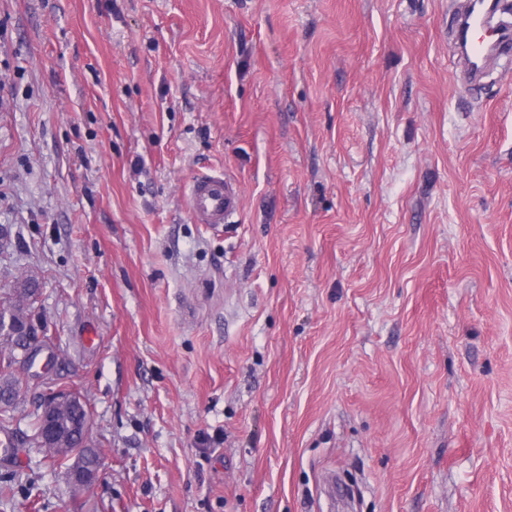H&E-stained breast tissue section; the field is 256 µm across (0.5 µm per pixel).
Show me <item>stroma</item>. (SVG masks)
Wrapping results in <instances>:
<instances>
[{
  "mask_svg": "<svg viewBox=\"0 0 512 512\" xmlns=\"http://www.w3.org/2000/svg\"><path fill=\"white\" fill-rule=\"evenodd\" d=\"M451 0H0V296L41 282L98 479L0 512H512V67ZM142 159L141 171L130 162ZM236 179L195 223L186 186ZM471 9L458 20L456 36L458 42L462 39L461 32L467 23V45L464 51L461 50L460 59L468 69L467 79L474 82L480 79V74L492 56L511 57L512 36L510 27H493L492 22L495 15V2L485 0L484 8L480 14L472 12ZM487 29L495 32L494 37L488 39L471 38V33ZM187 190L192 217L198 224L221 226L240 209L239 184L222 173L195 177Z\"/></svg>",
  "mask_w": 512,
  "mask_h": 512,
  "instance_id": "stroma-1",
  "label": "stroma"
}]
</instances>
